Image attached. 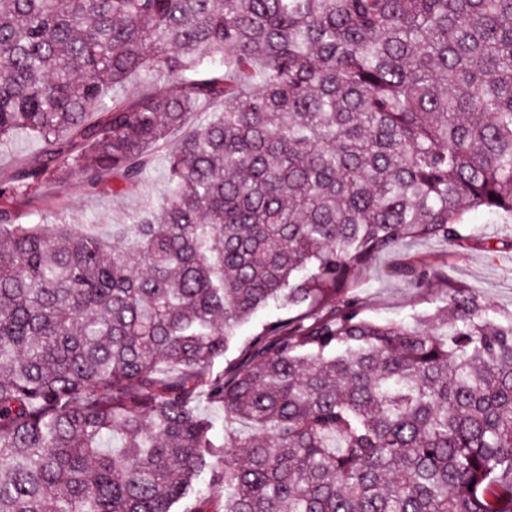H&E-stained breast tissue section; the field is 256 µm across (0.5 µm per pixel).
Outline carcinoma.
I'll return each mask as SVG.
<instances>
[{
  "label": "carcinoma",
  "mask_w": 512,
  "mask_h": 512,
  "mask_svg": "<svg viewBox=\"0 0 512 512\" xmlns=\"http://www.w3.org/2000/svg\"><path fill=\"white\" fill-rule=\"evenodd\" d=\"M171 91L110 96L129 78ZM114 244L17 224L138 185ZM0 512H512V313L370 319L380 254L512 221V0H0ZM276 303L236 361V329ZM205 398L249 436L212 438ZM221 469L227 498L199 488ZM206 117L204 113L191 114L182 129L170 134L165 145L154 148L150 154L148 175L137 186L113 191L115 182H112L108 188L87 191L75 177L66 184L47 181L17 202L18 223L37 222V214H40L45 216V222L41 224H84L89 232L112 240L124 224H133L134 217L144 215L148 211L147 205H152L164 195L170 152ZM42 146L31 134L18 131L7 146H0V177H7L16 166L35 160Z\"/></svg>",
  "instance_id": "obj_1"
}]
</instances>
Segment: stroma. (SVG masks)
Listing matches in <instances>:
<instances>
[{"mask_svg":"<svg viewBox=\"0 0 512 512\" xmlns=\"http://www.w3.org/2000/svg\"><path fill=\"white\" fill-rule=\"evenodd\" d=\"M201 119V114H191L183 129L152 150L148 175L137 186L89 191L76 178L64 184L48 181L18 201L21 223L35 222L41 215L46 223L82 224L89 232L112 239L164 195L168 156ZM420 265L435 276L417 285L406 272ZM452 287L472 289L498 312L512 313V224L469 212L459 240L406 242L377 257L354 281L352 291L362 299L367 317L407 322L433 318L446 306Z\"/></svg>","mask_w":512,"mask_h":512,"instance_id":"35a3bbf8","label":"stroma"}]
</instances>
